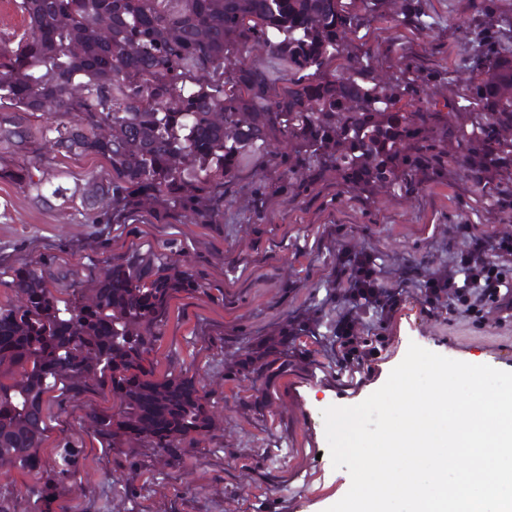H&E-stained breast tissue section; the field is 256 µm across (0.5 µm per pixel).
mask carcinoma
<instances>
[{
  "instance_id": "cac0c4a2",
  "label": "carcinoma",
  "mask_w": 512,
  "mask_h": 512,
  "mask_svg": "<svg viewBox=\"0 0 512 512\" xmlns=\"http://www.w3.org/2000/svg\"><path fill=\"white\" fill-rule=\"evenodd\" d=\"M496 0H480L469 66L474 79L462 112L451 99H428L422 79L376 82L368 64L350 55L349 35L383 13L385 0H21L27 37L0 48V146L36 153L32 118L54 102L71 121L43 126L41 138L63 158L93 156L107 165L100 179L71 189L28 160L16 182L45 197L95 206L92 223L120 224L150 200L224 233V195L242 162L260 155L254 218L266 223L264 197L288 189L305 196L331 176L366 197L390 186L412 195L448 179L453 169L477 188L495 184L494 205L512 218V50L499 39ZM406 25L423 23V0H402ZM111 20L107 32L96 27ZM262 47L285 63L278 80L246 62ZM344 60L342 76L326 65ZM81 93L74 94L75 88ZM167 247L147 245L112 257L57 296L45 263L33 259L0 280L12 298L0 303V469L36 478L32 512L54 505L78 474L82 446L65 438L53 458L50 402L117 394L116 410L88 405V430L125 457L131 472L144 462L126 452L148 448L178 467L216 429L213 401L186 373L157 374L152 353L178 293L203 292L187 266L168 261ZM336 286L353 302L336 320L340 361L373 351L380 336L353 342L361 315L385 320L396 292L362 252L336 256ZM416 278L425 304L448 306V275ZM285 321L276 336L255 338L226 366L227 381L269 379L288 366V346L317 325Z\"/></svg>"
}]
</instances>
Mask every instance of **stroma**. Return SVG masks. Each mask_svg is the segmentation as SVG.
Here are the masks:
<instances>
[{
	"instance_id": "obj_1",
	"label": "stroma",
	"mask_w": 512,
	"mask_h": 512,
	"mask_svg": "<svg viewBox=\"0 0 512 512\" xmlns=\"http://www.w3.org/2000/svg\"><path fill=\"white\" fill-rule=\"evenodd\" d=\"M426 24L415 31L396 10L371 19L350 37L354 54L372 61L386 79L407 65L440 74L429 94L463 100L473 74L463 65L472 44L467 26L474 0H425ZM15 156L0 148V271L41 257L66 264L84 277L113 255L150 243L179 247L180 260L202 277L207 294H181L154 354L158 373L186 370L216 401V431L195 448L183 467L147 461L129 478L122 459L87 434L88 406H114L111 393L54 411V430L44 443L54 456L64 437L84 448L76 483L56 512H326L349 487L346 469L333 468L321 412L352 406L380 388L410 343L451 359L512 371V321L488 309L480 324L424 304L416 282L401 281L407 266L452 270L473 247L512 238V224L488 195L457 175L411 196L380 191L365 198L329 183L307 196L279 194L268 201L270 223L251 221L250 200L260 159H251L224 202V233L215 235L179 218L143 224H91L79 205L40 201L9 176ZM364 251L376 259L383 284L398 303L384 324L364 316L356 332L382 336L375 352L338 360L336 318L348 308L334 280L338 251ZM316 313L315 335L302 337L301 352L275 377L269 406L260 413L245 403L251 381H228L224 365L256 336L272 334L286 320Z\"/></svg>"
}]
</instances>
